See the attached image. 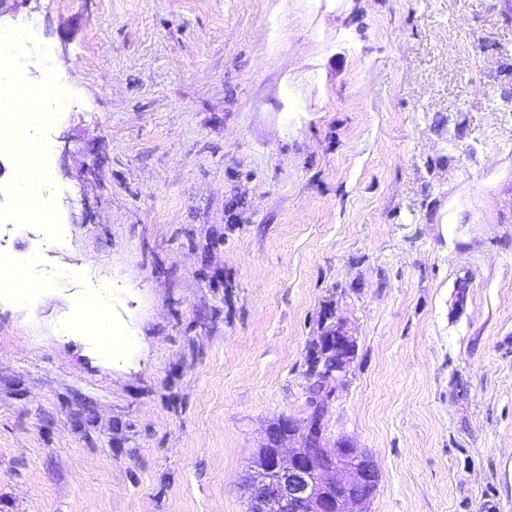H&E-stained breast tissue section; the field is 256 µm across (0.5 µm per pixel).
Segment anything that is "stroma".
I'll return each instance as SVG.
<instances>
[{
	"instance_id": "stroma-1",
	"label": "stroma",
	"mask_w": 512,
	"mask_h": 512,
	"mask_svg": "<svg viewBox=\"0 0 512 512\" xmlns=\"http://www.w3.org/2000/svg\"><path fill=\"white\" fill-rule=\"evenodd\" d=\"M48 210L0 298V512H246L268 425L379 469L369 512H512V0H31ZM134 351L78 328L89 292ZM35 259L34 254L25 255L20 257L13 267L0 270V281L6 285V289L9 291L10 288H13L14 294L20 301L37 294L42 288L40 283L25 274V267Z\"/></svg>"
}]
</instances>
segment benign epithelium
<instances>
[{
    "label": "benign epithelium",
    "instance_id": "1",
    "mask_svg": "<svg viewBox=\"0 0 512 512\" xmlns=\"http://www.w3.org/2000/svg\"><path fill=\"white\" fill-rule=\"evenodd\" d=\"M334 354L330 369L310 373V389L340 381L352 360V340L341 329L321 340ZM309 420L283 417L272 424L243 480L248 512H368L377 487L375 461L349 444L315 453L303 440L320 436L323 407L311 401Z\"/></svg>",
    "mask_w": 512,
    "mask_h": 512
}]
</instances>
